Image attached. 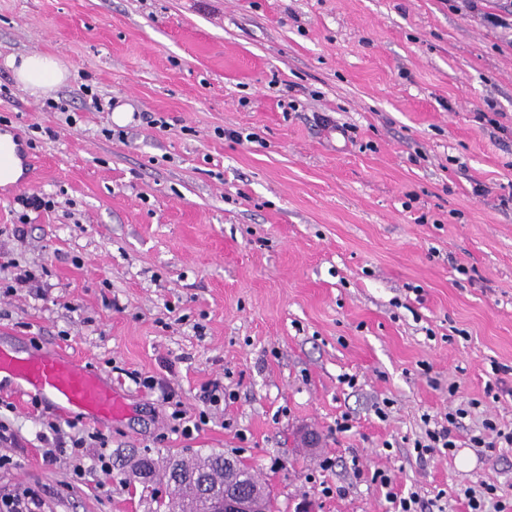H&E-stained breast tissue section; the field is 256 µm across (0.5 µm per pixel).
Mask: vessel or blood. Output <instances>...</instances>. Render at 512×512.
<instances>
[{
	"label": "vessel or blood",
	"mask_w": 512,
	"mask_h": 512,
	"mask_svg": "<svg viewBox=\"0 0 512 512\" xmlns=\"http://www.w3.org/2000/svg\"><path fill=\"white\" fill-rule=\"evenodd\" d=\"M3 374L20 381L21 392L36 393L61 413H78L95 425L111 422L126 410L122 398L95 370L52 349L21 356L0 347Z\"/></svg>",
	"instance_id": "1"
}]
</instances>
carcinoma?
<instances>
[{"label":"carcinoma","instance_id":"1","mask_svg":"<svg viewBox=\"0 0 512 512\" xmlns=\"http://www.w3.org/2000/svg\"><path fill=\"white\" fill-rule=\"evenodd\" d=\"M165 469L167 483L174 487V497L168 502L169 512H206L208 497L224 494L228 476L241 481L261 494L265 512H272L271 501L256 475L238 461H229L222 452L212 451L192 459L172 456Z\"/></svg>","mask_w":512,"mask_h":512}]
</instances>
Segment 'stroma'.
<instances>
[{
    "label": "stroma",
    "instance_id": "stroma-1",
    "mask_svg": "<svg viewBox=\"0 0 512 512\" xmlns=\"http://www.w3.org/2000/svg\"><path fill=\"white\" fill-rule=\"evenodd\" d=\"M503 2L0 0V134L18 135L23 169L0 185V337L91 365L127 404L98 428L111 475L88 461L78 478L43 462V420L93 424L1 380L21 445L0 494L157 512L171 487L157 475L130 493L131 462L215 449L252 464L277 512H389L356 461L445 512H467L460 489L483 482L512 503V448L412 447L422 415L470 399L460 438L512 424V396L483 394L492 364L512 384V30L481 18ZM34 50L70 72L47 98L5 64ZM116 104L132 114L122 137ZM28 193L56 206L18 238ZM7 261L43 271L45 296L10 289ZM150 375L208 423L172 431V405L138 384ZM215 379L235 400L207 408ZM344 414L351 430L334 432Z\"/></svg>",
    "mask_w": 512,
    "mask_h": 512
}]
</instances>
